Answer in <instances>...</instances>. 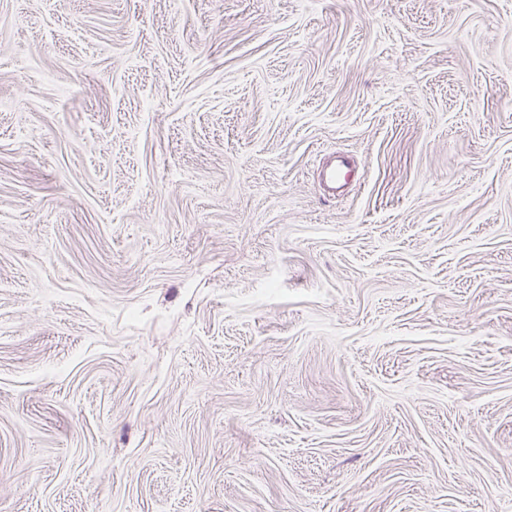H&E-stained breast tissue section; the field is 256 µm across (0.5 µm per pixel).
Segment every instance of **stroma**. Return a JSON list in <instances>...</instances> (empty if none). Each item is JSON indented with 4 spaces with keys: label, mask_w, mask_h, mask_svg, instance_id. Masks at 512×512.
Listing matches in <instances>:
<instances>
[{
    "label": "stroma",
    "mask_w": 512,
    "mask_h": 512,
    "mask_svg": "<svg viewBox=\"0 0 512 512\" xmlns=\"http://www.w3.org/2000/svg\"><path fill=\"white\" fill-rule=\"evenodd\" d=\"M0 512H512V0H0Z\"/></svg>",
    "instance_id": "obj_1"
}]
</instances>
